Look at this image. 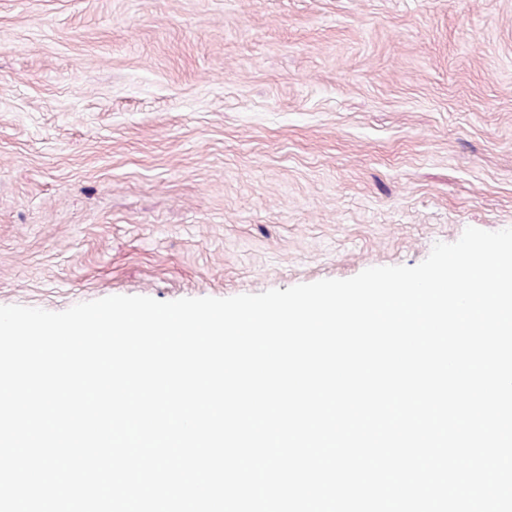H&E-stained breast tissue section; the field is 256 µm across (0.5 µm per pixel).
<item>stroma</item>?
Masks as SVG:
<instances>
[{"mask_svg":"<svg viewBox=\"0 0 512 512\" xmlns=\"http://www.w3.org/2000/svg\"><path fill=\"white\" fill-rule=\"evenodd\" d=\"M512 227V0H0V305L226 298Z\"/></svg>","mask_w":512,"mask_h":512,"instance_id":"35a3bbf8","label":"stroma"}]
</instances>
